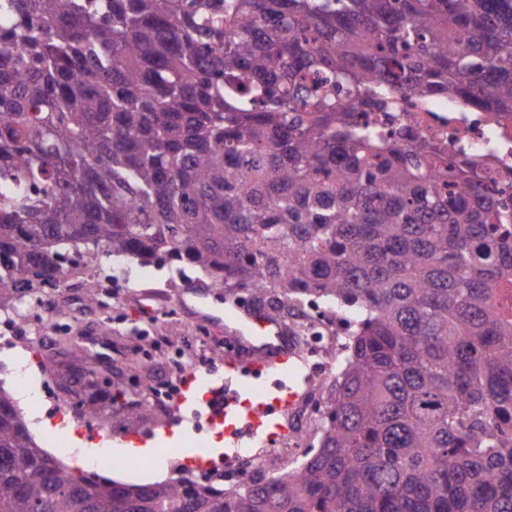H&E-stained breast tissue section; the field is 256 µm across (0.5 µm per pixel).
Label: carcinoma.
Segmentation results:
<instances>
[{
  "instance_id": "obj_1",
  "label": "carcinoma",
  "mask_w": 512,
  "mask_h": 512,
  "mask_svg": "<svg viewBox=\"0 0 512 512\" xmlns=\"http://www.w3.org/2000/svg\"><path fill=\"white\" fill-rule=\"evenodd\" d=\"M512 114V0H0V313L70 255L165 258L346 336L318 447L225 486L48 454L0 384V512H512V210L359 120Z\"/></svg>"
}]
</instances>
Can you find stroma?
<instances>
[{"mask_svg":"<svg viewBox=\"0 0 512 512\" xmlns=\"http://www.w3.org/2000/svg\"><path fill=\"white\" fill-rule=\"evenodd\" d=\"M150 269V279L140 281L118 268L112 257L101 256L94 271L56 288L32 290L31 321L13 327L18 340H30L32 349L52 363L51 370L35 365L30 371L31 384L44 379L52 384L44 411L95 402L100 419L137 433L139 446L154 448L151 458L129 456L121 475L133 483L141 471L156 465L164 478L175 477L179 449L206 448L219 457L225 448L223 437L216 434H189L178 423L177 410L156 409L142 420L128 415L130 404L153 400L159 388L180 378L185 357L198 362L199 379L211 385L224 382V357L210 350L225 345L226 333L201 316L206 308L223 307V286L200 292L193 287L202 277L200 270L188 266L180 272L160 259ZM173 325L180 332L175 340L167 337ZM82 337L110 343L114 349L111 366L90 382L82 376L87 356L76 346Z\"/></svg>","mask_w":512,"mask_h":512,"instance_id":"obj_1","label":"stroma"}]
</instances>
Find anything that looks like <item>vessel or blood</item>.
<instances>
[{"instance_id": "1", "label": "vessel or blood", "mask_w": 512, "mask_h": 512, "mask_svg": "<svg viewBox=\"0 0 512 512\" xmlns=\"http://www.w3.org/2000/svg\"><path fill=\"white\" fill-rule=\"evenodd\" d=\"M224 326L234 331L250 353L248 361L233 357L224 360V375L233 378L249 374L248 383L225 390L214 403L224 419V437L230 442L225 449L226 460H235L237 444L258 434L274 439L288 432V413L300 399L299 389L290 384V377L299 372V354L283 338L278 322L259 310L235 312L225 309ZM277 370L283 381L277 386L257 384V377L268 370Z\"/></svg>"}]
</instances>
